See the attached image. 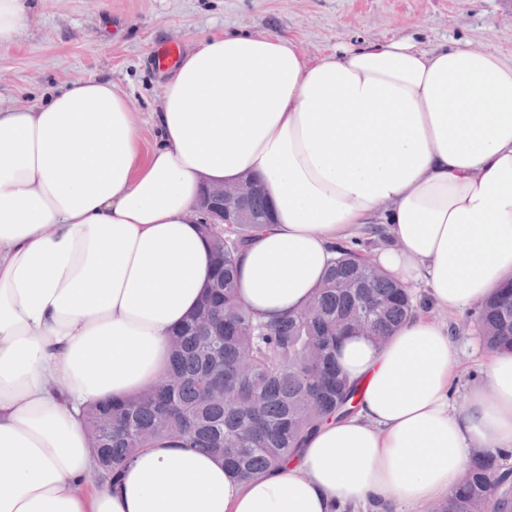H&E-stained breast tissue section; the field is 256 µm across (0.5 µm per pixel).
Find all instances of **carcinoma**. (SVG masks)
Returning <instances> with one entry per match:
<instances>
[{"mask_svg": "<svg viewBox=\"0 0 512 512\" xmlns=\"http://www.w3.org/2000/svg\"><path fill=\"white\" fill-rule=\"evenodd\" d=\"M243 224L210 233L213 271L201 304L170 339L165 376L148 394L83 408L96 462L92 481L118 482L122 466L155 438L178 435L185 447L214 456L248 479L280 465L323 422L352 412L356 389L336 364V345L348 335L377 344L417 312L403 285L369 261L370 249L391 242L383 224H370L336 258L306 308L263 321L242 306L235 271L253 229L269 220L262 193L240 204ZM492 352L512 350V281L493 291L471 319ZM499 453L473 454L464 477L436 512H512V471Z\"/></svg>", "mask_w": 512, "mask_h": 512, "instance_id": "1", "label": "carcinoma"}]
</instances>
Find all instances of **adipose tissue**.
Masks as SVG:
<instances>
[{
	"label": "adipose tissue",
	"instance_id": "adipose-tissue-1",
	"mask_svg": "<svg viewBox=\"0 0 512 512\" xmlns=\"http://www.w3.org/2000/svg\"><path fill=\"white\" fill-rule=\"evenodd\" d=\"M112 81L80 79L41 104L0 103V512H334L368 498L447 496L474 450L512 447V354L449 399L458 347L427 315L383 344L345 337L350 415L251 479L160 438L120 485L90 483L82 406L162 375L169 335L212 272L199 202L208 183L257 179L273 221L237 264L241 303L301 312L336 242L388 225L373 261L455 312L512 279V59L415 34L340 42L307 58L248 30L182 55L152 115Z\"/></svg>",
	"mask_w": 512,
	"mask_h": 512
}]
</instances>
